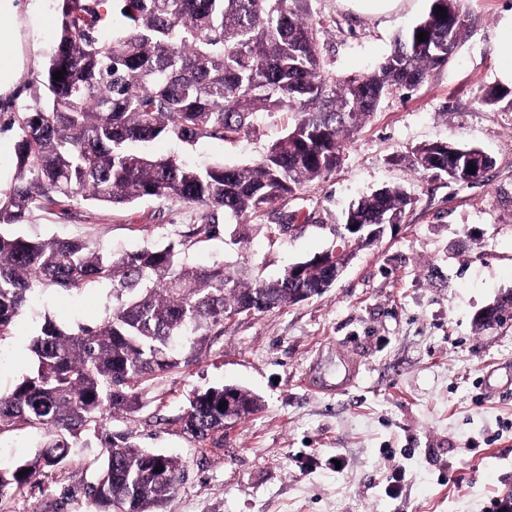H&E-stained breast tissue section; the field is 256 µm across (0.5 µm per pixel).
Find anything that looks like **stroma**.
Here are the masks:
<instances>
[{"instance_id":"stroma-1","label":"stroma","mask_w":512,"mask_h":512,"mask_svg":"<svg viewBox=\"0 0 512 512\" xmlns=\"http://www.w3.org/2000/svg\"><path fill=\"white\" fill-rule=\"evenodd\" d=\"M32 2L33 13L19 20L23 75L0 96V174L9 181L18 141L13 115L32 106L58 34L55 0ZM297 6L318 29L324 70L348 78L372 72L430 0H398L383 14L355 10L349 0ZM464 12L450 62L413 91L383 95L325 180L254 216L258 229L247 241L234 242V220L219 213L212 236L187 250L191 265L243 261L253 275L272 279L337 245L344 212L363 195L401 187L412 199L402 223L358 252L325 294L225 320L192 365L149 381L138 405L108 419L107 432L182 461L185 477L157 512H487L493 496L512 492V321L475 324L512 289V107L478 102L501 84L495 38L512 0H464ZM294 118L260 112L234 141L185 147L160 137L146 149L244 165ZM445 141L480 148L495 163L468 184L413 166L417 147ZM202 214L199 204L162 199L45 202L14 230L121 253L183 241ZM111 306L107 283L38 290L0 340V392L33 369L29 345L44 316L74 328L101 322ZM351 363L358 374L347 388L311 390L312 377L336 381ZM225 385L258 395L259 411L195 442L179 422L189 396ZM40 441L30 429L1 431L0 466L32 460ZM103 458L100 440L79 439L69 463L0 499V512H97L87 488ZM397 468L404 479L394 495L388 485Z\"/></svg>"}]
</instances>
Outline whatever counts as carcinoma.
Returning <instances> with one entry per match:
<instances>
[{"mask_svg":"<svg viewBox=\"0 0 512 512\" xmlns=\"http://www.w3.org/2000/svg\"><path fill=\"white\" fill-rule=\"evenodd\" d=\"M58 10L43 93L16 116L17 174L0 191V227L43 201L149 197L208 208L193 238L210 236L220 211L237 221L245 240L253 230L248 217L325 179L384 92L408 91L427 70L447 64L448 45H458L464 29L462 0H432L372 74L341 80L324 71L318 30L295 0H58ZM57 71L63 80L53 79ZM285 109L296 113L294 126L249 164L196 165L141 149L159 137L188 146L233 140L251 129L256 113ZM470 151L427 144L416 150L415 164L464 182L477 162ZM410 204L401 188L379 189L352 204L344 221L399 224ZM185 245L115 254L82 241L0 231V340L27 313L38 286H112V309L95 326L68 331L44 317L31 343L34 370L0 394V431L23 426L46 437L33 460L0 468V499L63 467L81 435L92 432L106 448L90 485L100 512H152L176 488L178 460L103 432L105 420L138 404L157 375L191 365L194 345L227 315L267 312L324 285L314 256L295 274L285 269L260 280L242 266H191ZM369 246L354 236L339 259L347 264ZM185 340L191 347L178 348ZM222 401V388L194 394L180 418L184 432L204 442L224 429ZM237 407L241 420L260 409V400L239 388Z\"/></svg>","mask_w":512,"mask_h":512,"instance_id":"obj_1","label":"carcinoma"}]
</instances>
